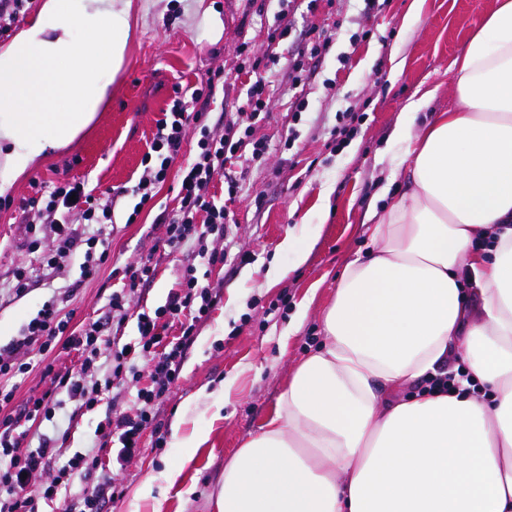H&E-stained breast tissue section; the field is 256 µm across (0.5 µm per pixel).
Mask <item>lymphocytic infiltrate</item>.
I'll use <instances>...</instances> for the list:
<instances>
[{
  "label": "lymphocytic infiltrate",
  "instance_id": "f902f5d3",
  "mask_svg": "<svg viewBox=\"0 0 512 512\" xmlns=\"http://www.w3.org/2000/svg\"><path fill=\"white\" fill-rule=\"evenodd\" d=\"M247 128L237 123L225 124L214 130L207 123V114L197 99H174L170 109L164 110L156 123L151 149L160 162L145 166L137 182L129 187V194L148 202L168 176V170L180 155L188 130L199 132V152L183 166L179 173L178 207L173 214L161 215L165 228V242L173 249L193 243L200 258L214 264L223 261L224 254L209 249V237L227 238L231 233L230 213L226 203L220 202L211 188L227 162L243 151L252 158L263 156L266 146L251 141L250 128L266 117L267 84L256 78L246 93ZM22 221L28 230L37 225H51L56 248L47 258L48 264L83 250L84 261L80 275L92 277L97 270L94 258L96 248L107 247L108 225L112 221L109 205L95 203L83 182L65 181L53 186L45 200H29L22 205ZM79 217L91 225L89 236L82 237L71 228L70 217ZM214 287L200 283L194 273H187L180 287L172 289L162 309L155 313H139L136 345H124L112 354V377L98 383L92 376L100 368L101 326L92 322L78 330H69L67 320L60 316L55 305L47 304L25 325L19 336L6 346H0V379L26 372V359L31 354L43 355L54 349L76 353L78 369L57 372L50 389L36 398L28 399L17 419L0 430V512H40V500H61L62 512H99L106 499L117 492L112 475L101 472L98 458L89 453L74 455L67 464H60L61 448L57 439L42 438L34 448L23 447L25 438L22 424L49 418L51 407L59 393H66L77 408L91 409L102 405L111 389L123 384L126 373L134 371L132 354L147 360L149 383L137 389L132 405L124 411L109 407L98 425L101 447L113 449L117 463H124L139 453L141 431L145 424L155 421L154 405L178 380L185 352L192 344L195 324L206 317L217 300ZM182 319L181 334L170 340L164 335L165 323ZM48 472L52 479L46 488H37L36 475ZM83 479L80 493H71L74 479Z\"/></svg>",
  "mask_w": 512,
  "mask_h": 512
}]
</instances>
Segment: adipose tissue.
Returning a JSON list of instances; mask_svg holds the SVG:
<instances>
[{
	"mask_svg": "<svg viewBox=\"0 0 512 512\" xmlns=\"http://www.w3.org/2000/svg\"><path fill=\"white\" fill-rule=\"evenodd\" d=\"M132 0H41L0 46V190L91 122ZM454 104L398 125L405 191L372 213L324 341L224 465L215 512H512V0L453 59ZM463 363L446 392L400 398Z\"/></svg>",
	"mask_w": 512,
	"mask_h": 512,
	"instance_id": "adipose-tissue-1",
	"label": "adipose tissue"
}]
</instances>
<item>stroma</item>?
Segmentation results:
<instances>
[{"label":"stroma","mask_w":512,"mask_h":512,"mask_svg":"<svg viewBox=\"0 0 512 512\" xmlns=\"http://www.w3.org/2000/svg\"><path fill=\"white\" fill-rule=\"evenodd\" d=\"M412 0H134L126 64L112 96L70 144L55 150L0 194V345L18 335L44 304L55 303L72 326L96 321L104 340L138 337L137 315L154 312L194 269L219 298L196 325L178 381L157 406V426H146L138 455L123 466L101 449L119 489L101 512H214L210 495L224 462L272 412L297 362L323 343L321 313L335 293L345 264L375 249L366 231L370 205L402 149L392 138L398 123L421 126L427 112L453 104L452 59L491 8L492 0H425L409 19ZM330 44L310 55L317 32ZM221 70L223 98L208 105V123L222 127L244 107L250 74L269 83L267 115L255 128L266 145L261 159L243 154L215 180L217 199L228 196L234 241L223 262L211 265L191 246L170 250L162 241L161 212H175L179 184L168 176L136 223L137 205L114 190L135 184L150 150L156 122L175 97L204 87ZM434 96L426 112L403 107L417 91ZM303 112H296L297 100ZM295 142H288L289 133ZM77 180L94 197L112 201L109 256L81 280L82 253L48 267L54 249L49 225L38 226L34 248L21 247L20 206L57 182ZM294 237L295 247L282 241ZM252 261L239 264L238 252ZM305 261H298V253ZM155 269L140 284L126 317L108 298L140 264ZM31 271L28 291L10 293L17 267ZM76 357L34 355L16 375L12 408L50 385L47 368L74 366ZM10 407V408H11ZM104 408L78 413L70 401L33 425L25 444L45 434L63 444L65 457L96 446ZM208 440L197 448L176 440L171 426Z\"/></svg>","instance_id":"1"}]
</instances>
